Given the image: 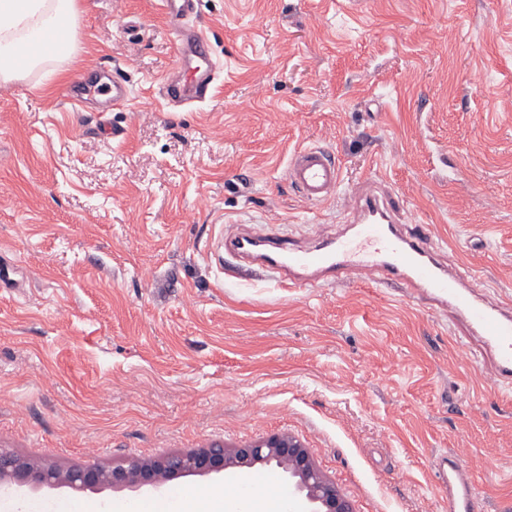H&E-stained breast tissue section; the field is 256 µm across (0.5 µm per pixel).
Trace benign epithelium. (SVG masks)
Listing matches in <instances>:
<instances>
[{
	"mask_svg": "<svg viewBox=\"0 0 512 512\" xmlns=\"http://www.w3.org/2000/svg\"><path fill=\"white\" fill-rule=\"evenodd\" d=\"M272 463L283 468L292 481L303 501V512H353L350 501L319 470L308 449L295 437L279 434L231 451L220 443H211L194 452L168 454L158 461L133 459L111 469L92 464L66 472L38 457L22 458L0 449V491L25 494L60 488L158 490L163 483L176 478L220 477L228 470L244 472L258 464Z\"/></svg>",
	"mask_w": 512,
	"mask_h": 512,
	"instance_id": "1",
	"label": "benign epithelium"
}]
</instances>
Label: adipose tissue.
<instances>
[{
    "label": "adipose tissue",
    "instance_id": "obj_1",
    "mask_svg": "<svg viewBox=\"0 0 512 512\" xmlns=\"http://www.w3.org/2000/svg\"><path fill=\"white\" fill-rule=\"evenodd\" d=\"M77 14L76 0H0V81L61 59L60 51L39 41L51 29L70 36ZM205 502L204 512H289L271 493L251 488L234 496L209 495Z\"/></svg>",
    "mask_w": 512,
    "mask_h": 512
}]
</instances>
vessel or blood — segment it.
Returning <instances> with one entry per match:
<instances>
[{"label":"vessel or blood","mask_w":512,"mask_h":512,"mask_svg":"<svg viewBox=\"0 0 512 512\" xmlns=\"http://www.w3.org/2000/svg\"><path fill=\"white\" fill-rule=\"evenodd\" d=\"M194 4L195 0H163L167 15L177 22V67L184 72L183 82L167 78L161 85V95L170 103L208 98L215 82L203 34L181 24ZM95 91L113 108L127 107L131 98L117 75L96 85ZM286 179L312 205L342 197L353 236L304 249L283 236L232 231L222 238V247L243 265L272 274L285 288H313L338 279L366 278L383 285L400 282L418 292L430 308L448 309L461 318L480 345L490 380L502 388L512 386V310L482 296L474 287V275L448 272L434 259L428 238L402 231L405 208L399 199L372 191L341 193V163L334 152L319 145L294 153ZM434 474L448 486V512H477L478 495L454 455L437 456ZM246 485L272 491L280 500L290 497L288 486L273 471L256 473Z\"/></svg>","instance_id":"b4317fda"}]
</instances>
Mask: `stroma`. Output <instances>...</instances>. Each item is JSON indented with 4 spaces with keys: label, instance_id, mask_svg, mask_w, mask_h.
I'll return each instance as SVG.
<instances>
[{
    "label": "stroma",
    "instance_id": "1",
    "mask_svg": "<svg viewBox=\"0 0 512 512\" xmlns=\"http://www.w3.org/2000/svg\"><path fill=\"white\" fill-rule=\"evenodd\" d=\"M73 56L0 82V448L66 470L291 435L354 512H448L455 454L512 512V388L449 311L369 280L288 289L218 260L236 225L311 248L350 235L285 178L332 149L449 271L512 305V0H197L219 69L174 108L161 0H77ZM117 69L128 110L71 90ZM24 496V512L136 502Z\"/></svg>",
    "mask_w": 512,
    "mask_h": 512
}]
</instances>
